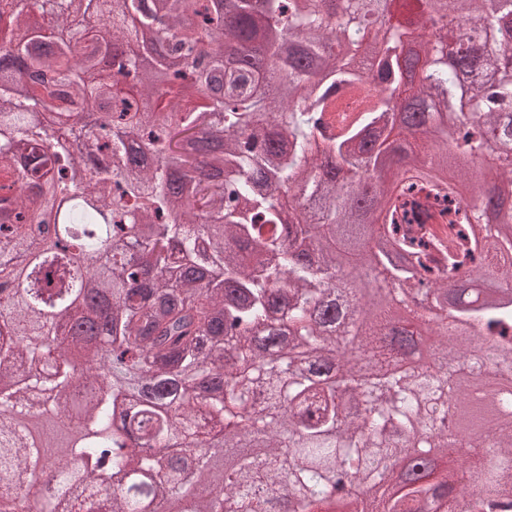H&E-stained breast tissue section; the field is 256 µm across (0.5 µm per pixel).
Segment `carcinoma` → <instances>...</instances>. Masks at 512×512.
<instances>
[{
    "label": "carcinoma",
    "mask_w": 512,
    "mask_h": 512,
    "mask_svg": "<svg viewBox=\"0 0 512 512\" xmlns=\"http://www.w3.org/2000/svg\"><path fill=\"white\" fill-rule=\"evenodd\" d=\"M225 2L0 0V512H512V422L443 424L469 343L512 357V215L477 233L469 161L512 201V0ZM356 288H359L360 295L366 298H378L384 295L388 288H392L389 281L384 280L382 277L376 281L374 273L370 271H362L361 275L355 281ZM438 341V336H435L434 334L426 335L419 346L416 356L413 358H399V366L402 368H408L420 363L432 365L434 363Z\"/></svg>",
    "instance_id": "obj_1"
}]
</instances>
